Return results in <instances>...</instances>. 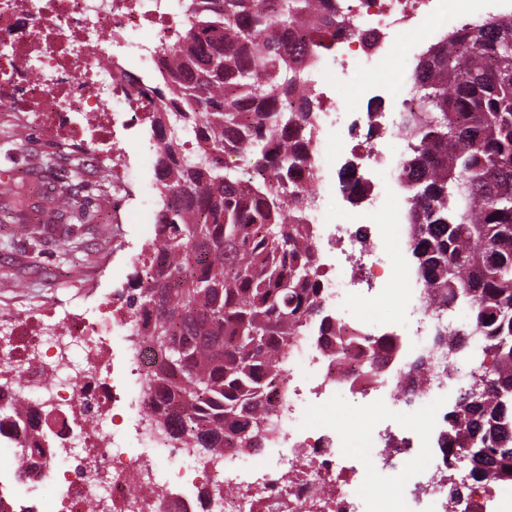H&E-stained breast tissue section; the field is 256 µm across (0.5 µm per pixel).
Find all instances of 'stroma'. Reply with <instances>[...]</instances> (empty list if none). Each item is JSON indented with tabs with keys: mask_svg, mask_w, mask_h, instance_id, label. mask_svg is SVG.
<instances>
[{
	"mask_svg": "<svg viewBox=\"0 0 512 512\" xmlns=\"http://www.w3.org/2000/svg\"><path fill=\"white\" fill-rule=\"evenodd\" d=\"M27 133L21 148L0 145V171L12 175L0 185V206L11 203L16 186L35 196L45 185L73 181L65 151L40 129L31 126ZM78 201L72 218L44 233L0 224V272L12 274L0 281L1 308L23 312L58 298L74 311H89L127 287L129 257L150 242L151 233L137 217L114 216L111 188L85 184Z\"/></svg>",
	"mask_w": 512,
	"mask_h": 512,
	"instance_id": "35a3bbf8",
	"label": "stroma"
}]
</instances>
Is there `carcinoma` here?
I'll return each instance as SVG.
<instances>
[{
    "instance_id": "cac0c4a2",
    "label": "carcinoma",
    "mask_w": 512,
    "mask_h": 512,
    "mask_svg": "<svg viewBox=\"0 0 512 512\" xmlns=\"http://www.w3.org/2000/svg\"><path fill=\"white\" fill-rule=\"evenodd\" d=\"M168 62L128 79L150 97L156 236L125 293L142 342L148 413L201 459L262 447L297 338L336 336L326 272L292 171L310 162L321 96L307 69L349 18L336 0H185ZM173 126L177 134L168 132ZM408 250L432 306L470 320L435 335L478 341L450 417L471 471L512 484V17L463 23L417 58L398 125ZM242 155L241 174L226 158ZM340 183L365 188L348 170ZM64 189L46 200L74 205ZM480 387L479 403L466 404Z\"/></svg>"
}]
</instances>
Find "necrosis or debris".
<instances>
[{
	"label": "necrosis or debris",
	"mask_w": 512,
	"mask_h": 512,
	"mask_svg": "<svg viewBox=\"0 0 512 512\" xmlns=\"http://www.w3.org/2000/svg\"><path fill=\"white\" fill-rule=\"evenodd\" d=\"M352 22L336 36V66L346 82L363 69L387 67L404 36L420 30L428 42L469 17L512 15V0H336ZM174 0H0V109L56 139L84 149L95 168L112 169V206L126 203V155L119 146L147 121L148 98L128 95L127 76L142 64L165 61L147 28L166 32L183 24ZM399 117L385 111L344 110L326 101L315 168L363 160L385 163L376 150H361L369 129L395 136ZM307 168L294 179L306 188L318 239L345 258L346 278L329 276L324 303L341 313L351 291L368 300L402 304L413 339L375 335L366 315L340 321L352 340L346 356L317 337H302L288 353V397L277 403V428L247 461L232 451L200 460L184 448H156L140 379L147 371L144 346L129 347L133 322L120 298L100 317L39 307L14 316L0 311V382L22 378L38 410L0 423V473L35 493L4 512H512V488L472 475L448 449V387L458 367L435 358L426 381L413 361L435 346L437 314L424 303L423 286L363 281L366 266L385 265L386 236L378 220L385 200L368 184L351 203L347 222H328L329 194ZM376 375L363 372V353L375 340ZM127 347L111 362L108 346ZM350 396L367 401L372 417L358 432L342 429L319 407ZM127 406L140 454L129 453L116 433L117 406ZM429 464L417 468L414 459ZM23 460L16 468L15 460ZM45 485L62 489L59 504L39 497Z\"/></svg>",
	"instance_id": "obj_1"
}]
</instances>
